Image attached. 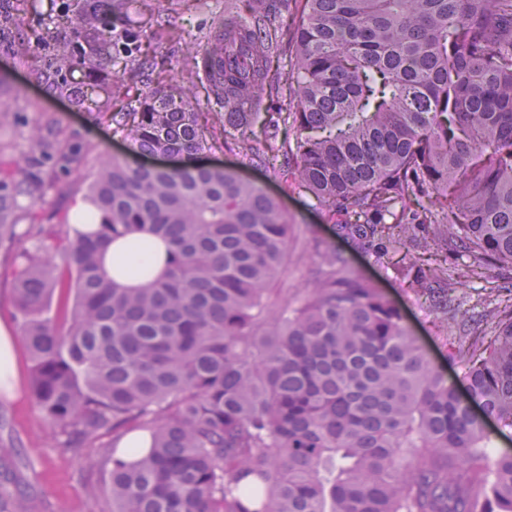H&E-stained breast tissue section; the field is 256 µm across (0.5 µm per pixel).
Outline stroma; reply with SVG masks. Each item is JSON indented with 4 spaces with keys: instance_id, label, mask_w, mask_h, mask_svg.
Returning a JSON list of instances; mask_svg holds the SVG:
<instances>
[{
    "instance_id": "stroma-1",
    "label": "stroma",
    "mask_w": 512,
    "mask_h": 512,
    "mask_svg": "<svg viewBox=\"0 0 512 512\" xmlns=\"http://www.w3.org/2000/svg\"><path fill=\"white\" fill-rule=\"evenodd\" d=\"M0 100L11 104L13 120L12 137L0 147V158L10 162L15 178L26 176L29 158L39 149L32 137L33 126L50 123L58 129L51 153L78 143L86 147L87 154L77 168L64 171L46 162L43 190L33 207L37 223L44 228L74 222L86 207L84 194L97 168L105 158L126 155V141L94 114L48 93L33 81L27 67L13 64L2 53ZM205 160L237 171L279 198L286 209L296 234L288 241L285 268L276 283L282 296L292 299L313 287L318 252H340L403 311L432 370L447 381L462 382L467 364L449 351L456 326L447 323L430 295H417L403 288L371 250L353 248L337 236L334 222L323 207L265 166L243 164L239 155L220 146L208 152ZM12 283V265L0 261V322L13 338L18 359L12 395L0 394V512H14V499L19 495L24 496L28 512H112L110 468L102 455L103 449L112 445V431L101 430L92 447L74 452L64 447L63 435L45 422L29 394L31 361L11 317Z\"/></svg>"
}]
</instances>
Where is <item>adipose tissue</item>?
I'll return each instance as SVG.
<instances>
[{"mask_svg": "<svg viewBox=\"0 0 512 512\" xmlns=\"http://www.w3.org/2000/svg\"><path fill=\"white\" fill-rule=\"evenodd\" d=\"M166 247L156 240L140 241L125 237L111 242L103 252V265L123 285L145 284L164 263Z\"/></svg>", "mask_w": 512, "mask_h": 512, "instance_id": "1", "label": "adipose tissue"}]
</instances>
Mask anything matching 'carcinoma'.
<instances>
[{
    "instance_id": "obj_1",
    "label": "carcinoma",
    "mask_w": 512,
    "mask_h": 512,
    "mask_svg": "<svg viewBox=\"0 0 512 512\" xmlns=\"http://www.w3.org/2000/svg\"><path fill=\"white\" fill-rule=\"evenodd\" d=\"M133 0L0 5V51L96 114L133 152L103 161L87 212L58 239L62 260L11 253L13 307L30 390L65 447L112 427V512H512V454L486 462L485 421L512 428V312L488 344L460 335L465 392L434 373L400 310L341 254L314 287L281 300L271 283L294 227L280 201L196 162L211 145L305 189L354 245L379 246L405 287L439 292L459 272L423 267L439 241L512 270V0H228L185 65L207 91L120 81L144 38L184 39ZM293 31L283 52L269 15ZM287 60L288 95L271 76ZM263 122L260 137L248 130ZM84 158L74 147L54 164ZM42 157L17 180L0 160V246L44 229ZM165 240L164 272L123 288L102 246ZM72 301L65 326L47 316ZM133 431L146 448L118 453Z\"/></svg>"
}]
</instances>
